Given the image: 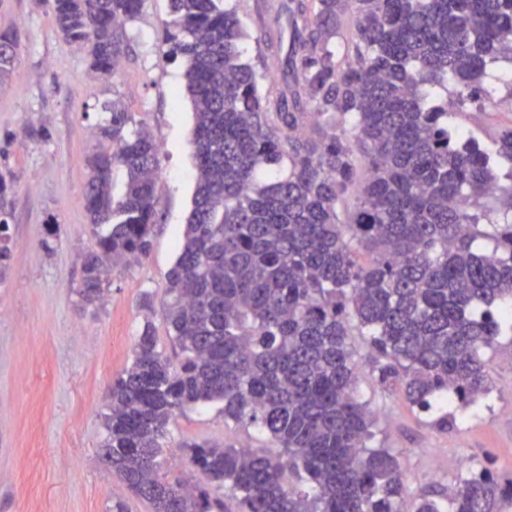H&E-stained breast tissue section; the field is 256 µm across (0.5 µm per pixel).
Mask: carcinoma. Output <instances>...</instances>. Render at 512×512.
<instances>
[{"mask_svg": "<svg viewBox=\"0 0 512 512\" xmlns=\"http://www.w3.org/2000/svg\"><path fill=\"white\" fill-rule=\"evenodd\" d=\"M58 36L111 77L143 0H49ZM166 53L187 63L192 209L166 276L175 357L142 327L112 383L99 460L153 512H403L396 454L374 446L350 336L370 375L440 430L490 392L485 353L512 332V126L490 145L456 116L512 65V0H277L261 69L242 58V0H169ZM18 39L0 31V84ZM454 96L448 110L430 89ZM87 157L98 251L83 305L109 264L140 260L156 223L159 154L119 100ZM0 177V270L10 259ZM219 404L258 448L182 443L205 482L169 478L176 413ZM512 480L483 465L413 512H503Z\"/></svg>", "mask_w": 512, "mask_h": 512, "instance_id": "obj_1", "label": "carcinoma"}]
</instances>
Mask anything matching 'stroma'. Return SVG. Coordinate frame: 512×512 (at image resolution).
Masks as SVG:
<instances>
[{
  "mask_svg": "<svg viewBox=\"0 0 512 512\" xmlns=\"http://www.w3.org/2000/svg\"><path fill=\"white\" fill-rule=\"evenodd\" d=\"M170 20L169 0H144L116 77L104 79L57 36L47 0H0V30H15L19 42L13 72L0 84V176L12 183L11 259L0 272V512H107L119 500L128 512H152L96 454L106 436L108 388L131 365L144 322L152 321L161 347L169 345L160 300L194 182L186 62L167 60L162 43ZM507 94L495 84L489 101L458 117L460 128L491 141L512 122ZM115 98L164 147L157 222L149 256L114 265L100 299L85 306L76 290L95 248L86 159L102 109ZM147 293L155 300L149 310ZM350 343L362 364L361 394L377 417L375 441L396 454L408 496L450 490L463 458L512 478V337L501 336L485 356L491 393L445 431L376 384L362 338ZM186 438L262 444L253 430L225 423L217 407L177 414L163 446L173 476L191 486L201 475L182 459Z\"/></svg>",
  "mask_w": 512,
  "mask_h": 512,
  "instance_id": "35a3bbf8",
  "label": "stroma"
}]
</instances>
